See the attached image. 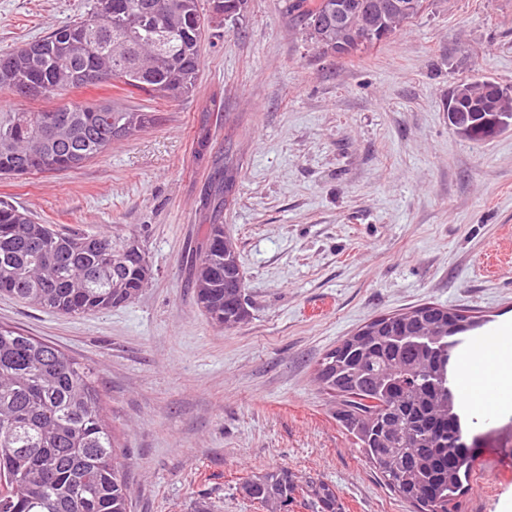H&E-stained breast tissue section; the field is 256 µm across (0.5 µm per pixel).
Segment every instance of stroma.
<instances>
[{
    "label": "stroma",
    "instance_id": "stroma-1",
    "mask_svg": "<svg viewBox=\"0 0 512 512\" xmlns=\"http://www.w3.org/2000/svg\"><path fill=\"white\" fill-rule=\"evenodd\" d=\"M87 0H0V53L83 15ZM196 88L84 167L0 179V199L62 232L138 236L153 275L132 302L62 315L0 294V325L97 371L126 453L130 512H268L246 478L285 468L334 486L342 512H413L336 420L317 377L366 321L430 303L481 329L512 320V129L473 143L448 126V91L512 87V0H428L403 30L337 57L307 40L286 0H246L212 23ZM240 178L221 214L197 160ZM235 239L250 319L227 330L195 301L208 228ZM480 448L512 450V413L477 417ZM512 466L477 464L452 512H502Z\"/></svg>",
    "mask_w": 512,
    "mask_h": 512
}]
</instances>
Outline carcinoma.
<instances>
[{"instance_id": "cac0c4a2", "label": "carcinoma", "mask_w": 512, "mask_h": 512, "mask_svg": "<svg viewBox=\"0 0 512 512\" xmlns=\"http://www.w3.org/2000/svg\"><path fill=\"white\" fill-rule=\"evenodd\" d=\"M303 30L328 28L325 0H290ZM206 20L199 0H90L85 15L0 54V92L53 102L0 112V176L78 169L112 143L155 121L112 100L72 94L105 82L129 95L175 101L195 88ZM460 137L481 141L512 127V87L489 78L463 83ZM238 172L224 159L215 210L236 198ZM114 234L58 233L0 200V293L54 313L80 315L135 299L148 282L144 248ZM198 306L232 329L250 316L234 241L210 225L195 265ZM473 325L464 311L426 304L380 316L328 351L323 388L340 398L337 420L384 485L414 512H448L473 461L448 386V350ZM125 453L103 415L96 372L46 341L0 326V512H130ZM252 501L288 512L297 500L316 512H341L336 489L303 484L286 469L244 481Z\"/></svg>"}]
</instances>
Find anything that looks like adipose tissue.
Instances as JSON below:
<instances>
[{"mask_svg":"<svg viewBox=\"0 0 512 512\" xmlns=\"http://www.w3.org/2000/svg\"><path fill=\"white\" fill-rule=\"evenodd\" d=\"M452 385L463 414L512 411V321L468 343Z\"/></svg>","mask_w":512,"mask_h":512,"instance_id":"1","label":"adipose tissue"}]
</instances>
